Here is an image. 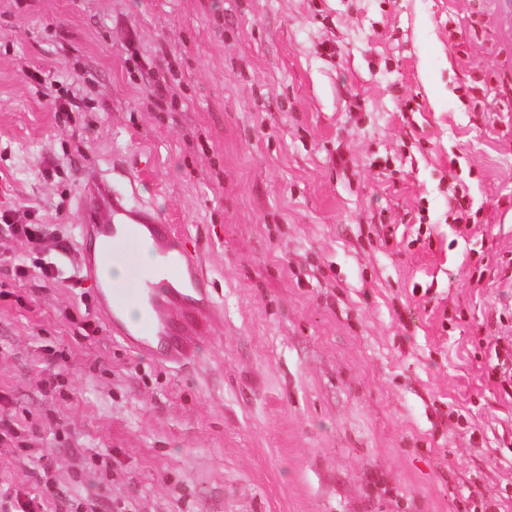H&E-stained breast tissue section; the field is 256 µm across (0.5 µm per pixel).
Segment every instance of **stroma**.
<instances>
[{"mask_svg": "<svg viewBox=\"0 0 512 512\" xmlns=\"http://www.w3.org/2000/svg\"><path fill=\"white\" fill-rule=\"evenodd\" d=\"M95 168L217 312L135 355L0 224V490L44 454L84 512H512V0H0V212L71 271ZM1 224H6L10 227L14 236L23 239L28 243H40L44 241L46 235L44 224H19L15 216L10 213H1Z\"/></svg>", "mask_w": 512, "mask_h": 512, "instance_id": "35a3bbf8", "label": "stroma"}]
</instances>
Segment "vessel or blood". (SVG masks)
<instances>
[{
  "label": "vessel or blood",
  "mask_w": 512,
  "mask_h": 512,
  "mask_svg": "<svg viewBox=\"0 0 512 512\" xmlns=\"http://www.w3.org/2000/svg\"><path fill=\"white\" fill-rule=\"evenodd\" d=\"M137 195L135 181L120 191L113 176L87 174L77 198L80 270L95 289L99 313L113 338L157 363L179 366L192 357L194 335L202 330L214 302L193 255L171 253L176 238L171 225ZM145 245L160 256L154 266L139 261ZM115 264L124 266V280L109 276ZM133 306L142 311L136 323L127 317Z\"/></svg>",
  "instance_id": "1"
}]
</instances>
